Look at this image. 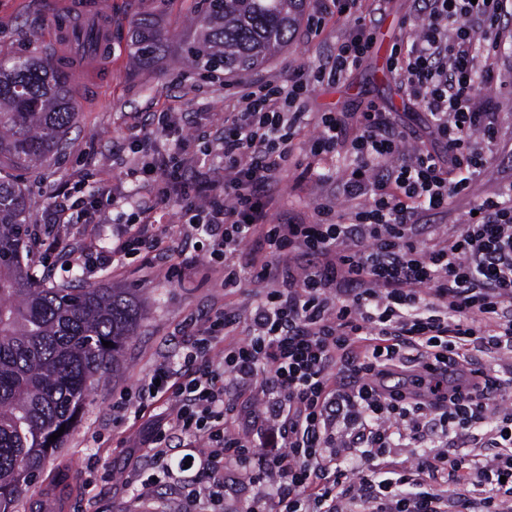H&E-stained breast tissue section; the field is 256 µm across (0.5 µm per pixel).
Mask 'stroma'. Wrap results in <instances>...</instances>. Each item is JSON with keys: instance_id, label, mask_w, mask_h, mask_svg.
Listing matches in <instances>:
<instances>
[{"instance_id": "obj_1", "label": "stroma", "mask_w": 512, "mask_h": 512, "mask_svg": "<svg viewBox=\"0 0 512 512\" xmlns=\"http://www.w3.org/2000/svg\"><path fill=\"white\" fill-rule=\"evenodd\" d=\"M378 1L383 4L377 25L379 51L352 68L343 83L314 85L308 109L361 112L375 104L394 112L400 129L430 139L427 114L409 99L399 77L388 68L391 48L403 38L404 24L416 14L418 0H358L355 11L372 13ZM100 2L102 9L112 13V58L89 66L74 65L70 86L81 107V120L70 134L72 144L41 170L20 176L38 214L55 192L76 184L83 192L99 193L119 182L132 197L150 196L149 187L125 180L124 174L140 158L137 139L156 135L152 114L164 110L179 113L187 144L176 153L165 151L163 161L170 165L186 161L192 171L203 162L212 177L223 176V160L206 154L205 143L195 137L196 125L222 126L243 81L262 78L287 84L289 62L311 69L334 51L345 34L335 18L325 17L308 35H295L263 65L241 75L224 73L218 82L186 52L187 18L193 0ZM137 15L152 16L166 35L162 51L148 64L136 62L130 53L128 22ZM48 29L45 0H0V54L27 55L39 48L74 57L72 45L60 38L49 40ZM498 101L499 141L477 144L488 166L472 175L467 192L447 213L435 218L449 231L458 230L472 205L512 181V76H505ZM351 163L349 154L340 153L330 162L327 175L307 176L299 171L290 175L274 189L281 211L305 218L318 199L327 198L337 215L348 216L353 203L343 194L341 178ZM180 261L173 253L146 260L137 256L117 274L101 271L81 275L74 269H53L50 280L54 283L76 278L87 286L135 289L145 315L136 335L123 348L119 369L90 387L78 423L63 449L45 461L34 493L19 512H181L186 488L197 473L196 467L186 464L193 449L185 445L171 449L169 475L157 482L152 499H139L129 483L139 451L123 426L112 420L113 403L135 394L153 364L177 351L182 321L191 314L205 316L224 305V292L207 255L197 253L190 271L170 275V267Z\"/></svg>"}]
</instances>
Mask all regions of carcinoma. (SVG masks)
<instances>
[{
    "mask_svg": "<svg viewBox=\"0 0 512 512\" xmlns=\"http://www.w3.org/2000/svg\"><path fill=\"white\" fill-rule=\"evenodd\" d=\"M190 15L187 53L211 70L245 72L285 47L304 0H201ZM133 57L161 50L156 22L134 20ZM79 104L51 55L0 58V169L36 170L68 145ZM33 204L7 173L0 178V512H17L45 459L64 446L96 376L119 367L143 309L125 288L43 284L25 263ZM111 341L106 347L103 342ZM65 428L62 436H50Z\"/></svg>",
    "mask_w": 512,
    "mask_h": 512,
    "instance_id": "obj_1",
    "label": "carcinoma"
}]
</instances>
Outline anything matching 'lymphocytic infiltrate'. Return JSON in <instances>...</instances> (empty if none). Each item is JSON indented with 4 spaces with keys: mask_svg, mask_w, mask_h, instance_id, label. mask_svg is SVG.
Here are the masks:
<instances>
[{
    "mask_svg": "<svg viewBox=\"0 0 512 512\" xmlns=\"http://www.w3.org/2000/svg\"><path fill=\"white\" fill-rule=\"evenodd\" d=\"M355 0H315L314 10L348 28L316 75L340 83L372 50L375 23ZM419 33L394 45L391 71L428 114L440 148L404 152L391 113L306 110L309 83L251 81L215 144L224 179L186 180L181 168L142 161L131 182L152 180L154 198L133 202L112 227L111 247L63 242L59 225L97 228L96 194L56 192L40 217L35 245L83 271L123 269L161 253L170 236L156 228L157 200L180 206L181 255L207 252L224 267L232 292L257 288L248 307L225 304L183 326L175 357L156 362L138 387V404L118 420L141 450L139 498L153 474L168 473L173 439L204 442L189 505L227 492L246 494V512H512V183L476 204L454 235L420 223L447 212L471 174L488 160L477 140L497 138L502 78L496 43L503 0H422ZM316 124L306 169L348 148L342 177L356 206L340 221L327 199L310 219L276 214L273 191L293 166L292 133ZM250 245V258L236 254ZM480 345L494 365L475 364ZM415 358L409 388L386 385L394 367ZM166 400L168 417L142 432L145 404ZM491 433V450L458 440ZM412 443L401 466L390 451ZM484 488L479 497L468 486Z\"/></svg>",
    "mask_w": 512,
    "mask_h": 512,
    "instance_id": "obj_1",
    "label": "lymphocytic infiltrate"
}]
</instances>
